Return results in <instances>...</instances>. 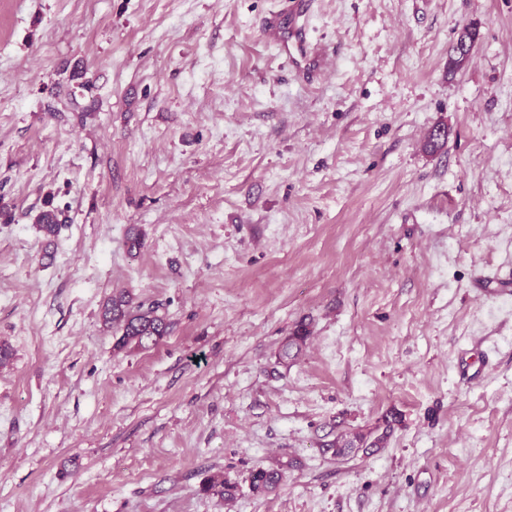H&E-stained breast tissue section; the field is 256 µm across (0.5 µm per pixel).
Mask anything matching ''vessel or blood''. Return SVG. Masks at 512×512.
<instances>
[{"label":"vessel or blood","instance_id":"obj_1","mask_svg":"<svg viewBox=\"0 0 512 512\" xmlns=\"http://www.w3.org/2000/svg\"><path fill=\"white\" fill-rule=\"evenodd\" d=\"M307 12L306 0H293L289 7L266 18L263 32L269 41L281 45L290 64L311 79L323 72L326 55L307 40L303 24Z\"/></svg>","mask_w":512,"mask_h":512}]
</instances>
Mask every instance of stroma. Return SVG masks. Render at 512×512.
Listing matches in <instances>:
<instances>
[{
    "instance_id": "35a3bbf8",
    "label": "stroma",
    "mask_w": 512,
    "mask_h": 512,
    "mask_svg": "<svg viewBox=\"0 0 512 512\" xmlns=\"http://www.w3.org/2000/svg\"><path fill=\"white\" fill-rule=\"evenodd\" d=\"M280 2L0 0V512H512V0ZM283 11L271 13L265 20L264 36L281 45L288 62L306 78L320 75L325 67V53L312 46L306 36L301 19L308 13V2L296 0ZM143 303H133L126 291L113 292L103 305L101 317L105 325L112 327L116 337L114 348L123 350L130 346L147 349L157 344L169 332L170 323L164 315ZM309 335L310 330L306 324L301 323L296 326L293 332L285 339L281 348L280 358L287 361L288 359L296 358L306 345ZM393 421L385 420L384 427L381 433L380 426H376L375 429L369 430L367 432H356L353 435V438L346 439L341 435L340 437H336L335 440L328 443L327 448H334V452L336 456H343L348 454L353 448L363 447L365 445L366 449L369 448H383L386 440L389 436L390 431L392 430ZM282 474L274 468H258L250 477V485L253 492L265 493L275 488L281 481Z\"/></svg>"
}]
</instances>
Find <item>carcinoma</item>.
<instances>
[{
    "label": "carcinoma",
    "mask_w": 512,
    "mask_h": 512,
    "mask_svg": "<svg viewBox=\"0 0 512 512\" xmlns=\"http://www.w3.org/2000/svg\"><path fill=\"white\" fill-rule=\"evenodd\" d=\"M60 212L55 209L41 211L37 215V222L41 231L48 238L57 235L60 227ZM102 321L112 327L117 334L114 348L123 350L130 346L138 349H147L157 344L169 332L170 323L166 317L157 313L153 307H144L142 303H133V297L126 291L112 293L103 305L101 313ZM310 335L308 326L299 324L285 339L280 358L283 360L294 359L306 345ZM392 430V422L387 420L384 427H375L367 432L359 431L353 438L340 436L327 444L334 449L338 456L348 454L352 449L363 446L369 448H382ZM282 474L274 468H258L250 477L251 489L256 493H265L275 488L281 481ZM206 490L224 499L233 496L235 485L224 479V475L212 476L206 486Z\"/></svg>",
    "instance_id": "1"
}]
</instances>
